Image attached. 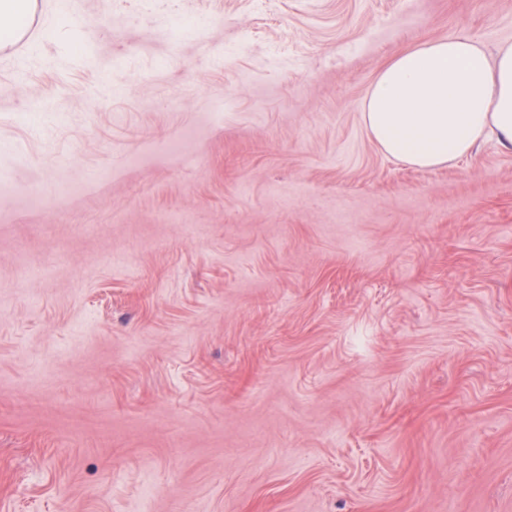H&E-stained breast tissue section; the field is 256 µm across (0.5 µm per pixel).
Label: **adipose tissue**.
<instances>
[{"label": "adipose tissue", "instance_id": "ef3b65f1", "mask_svg": "<svg viewBox=\"0 0 512 512\" xmlns=\"http://www.w3.org/2000/svg\"><path fill=\"white\" fill-rule=\"evenodd\" d=\"M362 112L383 151L418 168L450 164L490 137L512 149V41L489 50L457 35L405 49L378 73Z\"/></svg>", "mask_w": 512, "mask_h": 512}]
</instances>
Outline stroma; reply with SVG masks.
<instances>
[{
    "mask_svg": "<svg viewBox=\"0 0 512 512\" xmlns=\"http://www.w3.org/2000/svg\"><path fill=\"white\" fill-rule=\"evenodd\" d=\"M460 33L512 0H41L0 54V512H512V150L362 121Z\"/></svg>",
    "mask_w": 512,
    "mask_h": 512,
    "instance_id": "obj_1",
    "label": "stroma"
}]
</instances>
